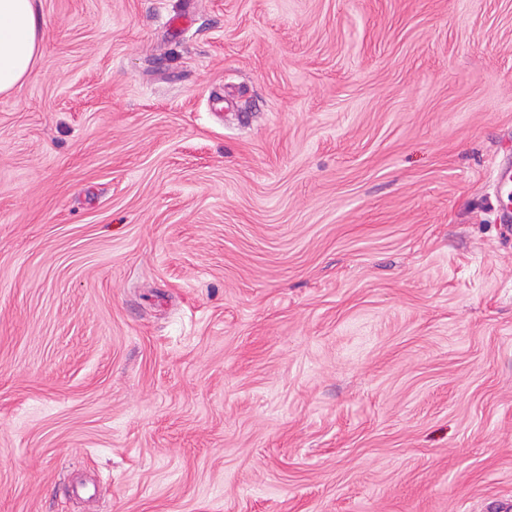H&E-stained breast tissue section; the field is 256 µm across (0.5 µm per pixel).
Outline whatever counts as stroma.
I'll list each match as a JSON object with an SVG mask.
<instances>
[{"label": "stroma", "mask_w": 512, "mask_h": 512, "mask_svg": "<svg viewBox=\"0 0 512 512\" xmlns=\"http://www.w3.org/2000/svg\"><path fill=\"white\" fill-rule=\"evenodd\" d=\"M37 6L0 512H512V0Z\"/></svg>", "instance_id": "35a3bbf8"}]
</instances>
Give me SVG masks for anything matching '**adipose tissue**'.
<instances>
[{"instance_id": "ef3b65f1", "label": "adipose tissue", "mask_w": 512, "mask_h": 512, "mask_svg": "<svg viewBox=\"0 0 512 512\" xmlns=\"http://www.w3.org/2000/svg\"><path fill=\"white\" fill-rule=\"evenodd\" d=\"M43 50L37 0H0V94L29 78Z\"/></svg>"}]
</instances>
